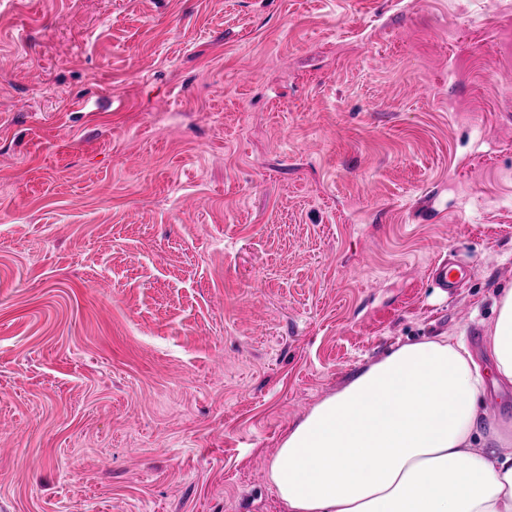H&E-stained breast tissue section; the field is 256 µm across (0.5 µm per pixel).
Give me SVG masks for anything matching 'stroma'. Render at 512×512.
I'll list each match as a JSON object with an SVG mask.
<instances>
[{
  "label": "stroma",
  "instance_id": "35a3bbf8",
  "mask_svg": "<svg viewBox=\"0 0 512 512\" xmlns=\"http://www.w3.org/2000/svg\"><path fill=\"white\" fill-rule=\"evenodd\" d=\"M509 285L512 0H0V512H285L288 429L491 370ZM431 276L442 288H457L458 285L470 274L468 266L458 264L433 263L427 269Z\"/></svg>",
  "mask_w": 512,
  "mask_h": 512
}]
</instances>
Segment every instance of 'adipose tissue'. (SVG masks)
<instances>
[{"mask_svg": "<svg viewBox=\"0 0 512 512\" xmlns=\"http://www.w3.org/2000/svg\"><path fill=\"white\" fill-rule=\"evenodd\" d=\"M495 308L493 373L512 384V287ZM485 387L452 338L397 346L285 435L270 479L286 512H512L508 437L474 436Z\"/></svg>", "mask_w": 512, "mask_h": 512, "instance_id": "adipose-tissue-1", "label": "adipose tissue"}]
</instances>
